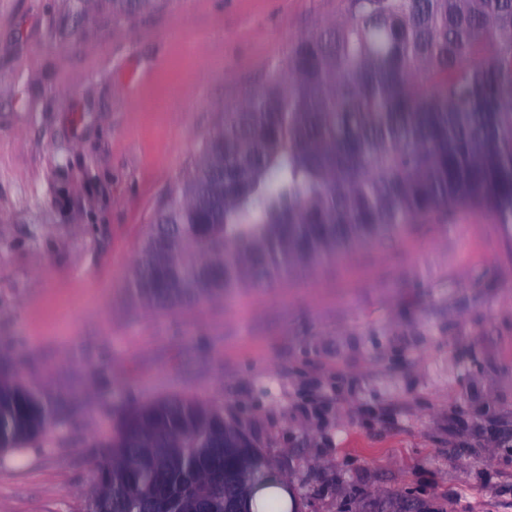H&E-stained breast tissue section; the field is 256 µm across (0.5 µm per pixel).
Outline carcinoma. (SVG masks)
<instances>
[{
    "label": "carcinoma",
    "instance_id": "1",
    "mask_svg": "<svg viewBox=\"0 0 512 512\" xmlns=\"http://www.w3.org/2000/svg\"><path fill=\"white\" fill-rule=\"evenodd\" d=\"M458 208L512 228V0H343L205 138L132 292L160 309L221 298ZM51 422L1 371L0 450ZM236 433L190 398L123 409L88 512H186L195 481L215 512L260 491L286 512L264 471L224 477Z\"/></svg>",
    "mask_w": 512,
    "mask_h": 512
}]
</instances>
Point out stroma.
<instances>
[{"label": "stroma", "instance_id": "1", "mask_svg": "<svg viewBox=\"0 0 512 512\" xmlns=\"http://www.w3.org/2000/svg\"><path fill=\"white\" fill-rule=\"evenodd\" d=\"M0 0V366L52 424L0 512H86L122 408L223 409L297 512H512V245L457 211L170 311L132 280L204 138L342 0Z\"/></svg>", "mask_w": 512, "mask_h": 512}]
</instances>
